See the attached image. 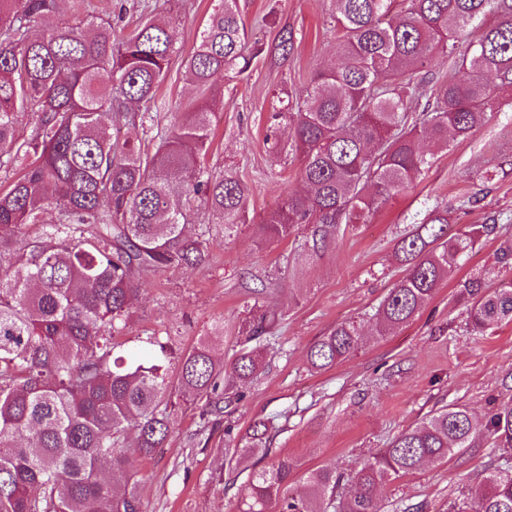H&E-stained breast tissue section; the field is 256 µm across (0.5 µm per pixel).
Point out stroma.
<instances>
[{
	"label": "stroma",
	"instance_id": "35a3bbf8",
	"mask_svg": "<svg viewBox=\"0 0 512 512\" xmlns=\"http://www.w3.org/2000/svg\"><path fill=\"white\" fill-rule=\"evenodd\" d=\"M217 0H61L50 28L74 17L110 9L135 21L149 7L175 22L191 48ZM255 59L243 74H228L213 102V137L206 163L236 177L249 190L246 223L224 229L197 215L190 234L209 241L210 260L194 269L161 271L142 280L128 327L116 337L117 355L151 360L149 337L172 338L187 350L212 339L215 357L231 362L248 342L243 320L275 312L270 332L257 339L263 365L231 395L220 416L188 400L173 421L164 448L136 464L143 512H237L246 475L226 471L224 450L246 447L252 428L268 423L274 455L288 457L298 473L321 466L348 476L369 456L388 448L401 432L448 405L468 408L476 419L492 399L512 400V323L478 332L469 328L455 285L467 273L502 275L494 252L512 242V88L473 135L436 152L417 186L390 200L367 221L338 225L328 246L312 252L311 225H298L285 241L259 242L258 226L289 191L302 190L301 158L287 135H274L279 99L303 101L317 64L332 57L338 32L333 0H240ZM292 31L293 52L276 49L282 30ZM196 96L181 61H173L158 97L169 105L159 117L170 126L171 106ZM280 152L270 153L271 137ZM447 212L451 232L496 218L494 234L452 269L432 300L406 327L378 336L373 315L403 276L395 248L410 224L431 210ZM362 329L358 350L318 372L307 362L314 342L337 324ZM223 336H215L216 325ZM499 449L483 440L446 462L395 479L379 494L382 512H446L466 486L502 466Z\"/></svg>",
	"mask_w": 512,
	"mask_h": 512
}]
</instances>
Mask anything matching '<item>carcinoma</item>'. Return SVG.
Returning a JSON list of instances; mask_svg holds the SVG:
<instances>
[{
  "instance_id": "cac0c4a2",
  "label": "carcinoma",
  "mask_w": 512,
  "mask_h": 512,
  "mask_svg": "<svg viewBox=\"0 0 512 512\" xmlns=\"http://www.w3.org/2000/svg\"><path fill=\"white\" fill-rule=\"evenodd\" d=\"M60 0H0V512H142L134 458L165 446L180 402L175 392L206 399L223 414L224 391L251 380L258 356L242 350L216 360L209 337L175 352L159 341L151 362L114 356L138 281L159 271L203 265L207 242L189 237L194 203L226 228L242 223L247 188L204 165L211 145L210 92L228 71L244 73L247 31L238 0H219L184 61L200 97L166 132H153L157 92L179 33L146 17L114 36L112 16L87 15L33 31ZM340 31L334 56L315 69L304 105L284 100L302 157L308 193H290L259 225V239L285 240L316 224L324 241L342 221L378 211L413 189L439 148L469 138L512 86V0H335ZM494 12L499 21L470 41L458 72L441 81L430 109L408 122L411 76L433 57L453 55L466 27ZM33 122L15 136L18 122ZM125 128L150 136L145 146L113 136ZM448 212L434 210L396 244L405 275L381 302L375 323L386 335L409 324L432 299L448 269L469 258L496 224L447 232ZM39 228L19 237L23 229ZM468 325L483 331L512 322V279L491 285L471 273L456 283ZM272 316L242 326L249 338ZM360 326L342 322L308 351L322 371L359 347ZM176 365V382L168 380ZM268 427L251 446L225 449V463L266 458ZM512 449V404L493 408L481 425L448 406L400 433L365 460L336 499L341 477L322 467L291 489L286 458L250 473L240 512H378L390 481L471 446L477 435ZM127 474L117 491L106 473ZM448 512H512V468H495L448 505Z\"/></svg>"
}]
</instances>
